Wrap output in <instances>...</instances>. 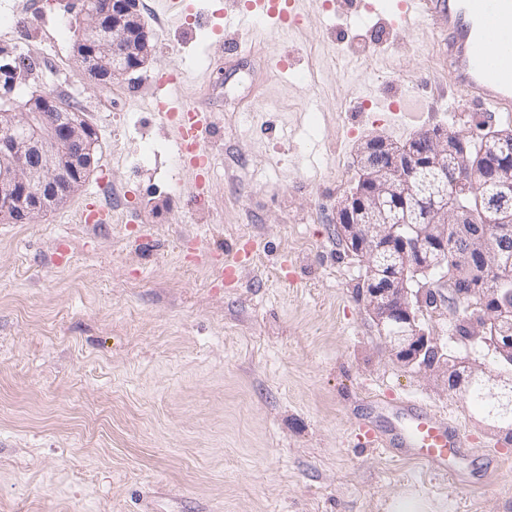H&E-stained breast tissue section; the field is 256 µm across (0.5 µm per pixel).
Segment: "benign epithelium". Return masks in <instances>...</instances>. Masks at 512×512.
Listing matches in <instances>:
<instances>
[{
    "label": "benign epithelium",
    "instance_id": "obj_1",
    "mask_svg": "<svg viewBox=\"0 0 512 512\" xmlns=\"http://www.w3.org/2000/svg\"><path fill=\"white\" fill-rule=\"evenodd\" d=\"M87 18L88 40L76 47L77 60L92 55L93 68L80 67L89 81L115 79L141 68L152 53L150 35L138 0H80ZM41 107L27 112L0 110V221L30 224L66 206L83 188L95 168L98 136L83 112H47L55 98L39 97ZM512 140V131L491 132L478 142L460 133L433 128L416 135L421 146H397L380 137L361 140L356 148L359 178L356 188L336 209V223L351 251L362 259L363 295L394 357L407 365L431 370L443 366L453 377L469 373L489 392L512 385V305L504 303L506 272L502 259L512 252V210L502 208L492 219L496 241L488 246L482 232L471 228L475 212L469 205H448L446 158L458 163L457 184L478 171L505 189L512 172L487 153L493 141ZM424 166L431 173L432 206L424 223L392 224L391 198L406 190L409 177ZM466 243L453 262L472 271L457 278L455 298L479 310L481 321L466 325L465 340H481L508 371L469 367L441 353L420 327L425 308L434 304L429 293L414 290L409 266L423 273L447 269L448 235Z\"/></svg>",
    "mask_w": 512,
    "mask_h": 512
}]
</instances>
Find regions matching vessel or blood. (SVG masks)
I'll use <instances>...</instances> for the list:
<instances>
[{
    "label": "vessel or blood",
    "mask_w": 512,
    "mask_h": 512,
    "mask_svg": "<svg viewBox=\"0 0 512 512\" xmlns=\"http://www.w3.org/2000/svg\"><path fill=\"white\" fill-rule=\"evenodd\" d=\"M287 20L294 16V0H230L224 11L226 27L249 16ZM401 23H432L442 46L443 70L449 86L462 102L512 112V0H399ZM182 145L201 149L214 126L211 112L182 103L158 106ZM376 412L391 415L392 423L379 427L373 418L359 420L367 442L395 457L427 465L435 474L459 484L467 479L460 466L469 453L457 425L434 415L417 401L374 398Z\"/></svg>",
    "instance_id": "obj_1"
}]
</instances>
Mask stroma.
<instances>
[{"mask_svg": "<svg viewBox=\"0 0 512 512\" xmlns=\"http://www.w3.org/2000/svg\"><path fill=\"white\" fill-rule=\"evenodd\" d=\"M139 0L148 63L80 78L76 0H0L12 92L85 112L93 175L32 224L0 222V512H512V440L448 387L395 359L362 296L360 259L336 228L357 183V143L405 144L434 127L480 138L512 118L454 96L428 26L396 0H298L289 30L259 22L250 56L224 53L226 0ZM289 57L287 68L276 65ZM183 68L179 95L215 116L209 189L177 158L150 76ZM406 112L402 126L373 102ZM112 207L79 223L93 200ZM248 250L224 287L189 248ZM442 352L497 368L461 339L447 279L420 280ZM403 395L458 424L479 482L462 486L384 454L354 426L372 397Z\"/></svg>", "mask_w": 512, "mask_h": 512, "instance_id": "1", "label": "stroma"}]
</instances>
